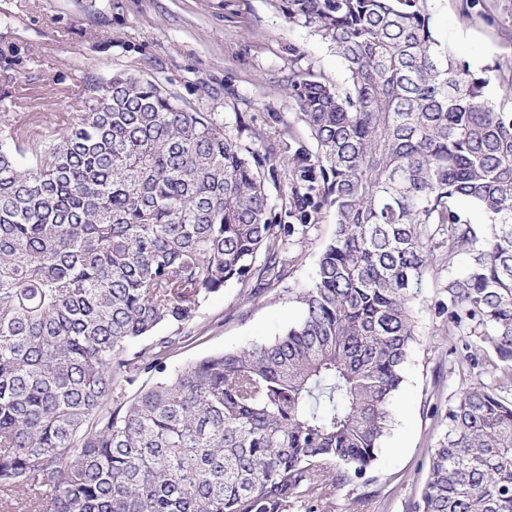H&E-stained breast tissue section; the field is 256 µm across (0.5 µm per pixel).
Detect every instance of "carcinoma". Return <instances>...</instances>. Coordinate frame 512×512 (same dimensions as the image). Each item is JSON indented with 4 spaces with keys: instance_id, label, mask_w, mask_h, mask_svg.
<instances>
[{
    "instance_id": "1",
    "label": "carcinoma",
    "mask_w": 512,
    "mask_h": 512,
    "mask_svg": "<svg viewBox=\"0 0 512 512\" xmlns=\"http://www.w3.org/2000/svg\"><path fill=\"white\" fill-rule=\"evenodd\" d=\"M273 4L349 85L294 50L288 97L316 151L288 154V210L315 194L335 230L270 341L167 372L202 304L233 283L260 294L308 228L273 222L261 161L224 123L114 74L47 138L0 126L1 505L330 509L370 485L422 282L446 271L430 310L490 376L448 405L412 512H512V111L442 47L427 0Z\"/></svg>"
}]
</instances>
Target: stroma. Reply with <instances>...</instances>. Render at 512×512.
<instances>
[{
  "label": "stroma",
  "mask_w": 512,
  "mask_h": 512,
  "mask_svg": "<svg viewBox=\"0 0 512 512\" xmlns=\"http://www.w3.org/2000/svg\"><path fill=\"white\" fill-rule=\"evenodd\" d=\"M431 24L458 63L487 81L493 102L512 82V0H428ZM302 66L345 84L340 58L310 29L289 25L271 0H0V117L25 134L51 135L79 112L94 79L122 72L154 80L183 104L223 120L251 155L276 152L265 186L273 207L289 191L279 156L315 142L287 93L290 47ZM328 208L313 214L308 234L285 255V271L260 296L232 284L201 307L195 328L168 358L169 369L211 354L266 341L300 312L297 289L316 272L332 237ZM437 281L426 278L416 305L419 337L394 400V421L362 485L336 489L331 512H407L428 475L429 450L445 427V409L470 381L453 352L457 337L433 320Z\"/></svg>",
  "instance_id": "1"
}]
</instances>
